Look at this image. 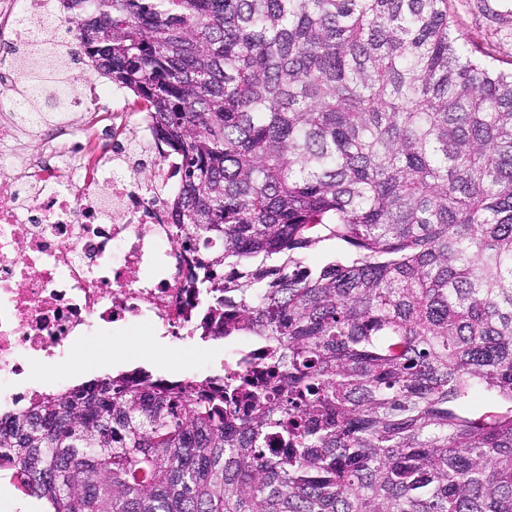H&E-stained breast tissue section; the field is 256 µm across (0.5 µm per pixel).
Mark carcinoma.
Wrapping results in <instances>:
<instances>
[{"label":"carcinoma","mask_w":512,"mask_h":512,"mask_svg":"<svg viewBox=\"0 0 512 512\" xmlns=\"http://www.w3.org/2000/svg\"><path fill=\"white\" fill-rule=\"evenodd\" d=\"M62 6L180 158L196 329L263 350L36 396L0 470L48 512H512V72L448 0Z\"/></svg>","instance_id":"carcinoma-1"}]
</instances>
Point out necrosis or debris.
Instances as JSON below:
<instances>
[{"instance_id":"necrosis-or-debris-1","label":"necrosis or debris","mask_w":512,"mask_h":512,"mask_svg":"<svg viewBox=\"0 0 512 512\" xmlns=\"http://www.w3.org/2000/svg\"><path fill=\"white\" fill-rule=\"evenodd\" d=\"M78 46L52 0H0V156L43 135L37 156L0 171V414L48 385L61 364L121 328L181 338L191 252L173 232L167 200L177 163L119 88L87 81L45 90L41 109L16 97L13 49L48 33Z\"/></svg>"}]
</instances>
